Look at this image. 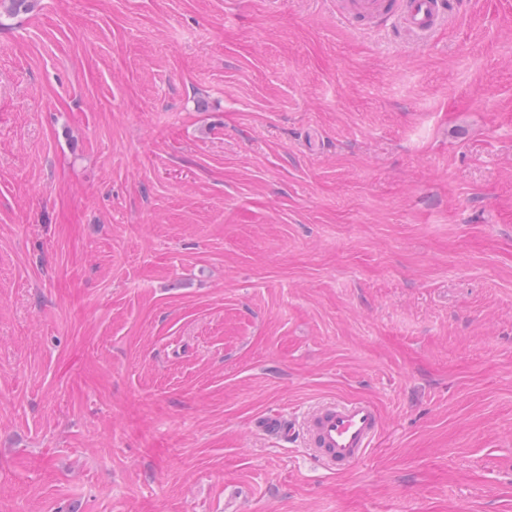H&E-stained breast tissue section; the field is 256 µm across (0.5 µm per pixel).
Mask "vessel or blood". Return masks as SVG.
Returning <instances> with one entry per match:
<instances>
[{
	"label": "vessel or blood",
	"mask_w": 512,
	"mask_h": 512,
	"mask_svg": "<svg viewBox=\"0 0 512 512\" xmlns=\"http://www.w3.org/2000/svg\"><path fill=\"white\" fill-rule=\"evenodd\" d=\"M460 7L461 0H355L351 6L339 0L337 4L344 18H375L419 38L452 20ZM379 428L380 417L373 405L351 399L322 405L309 416L305 432L328 466L348 471L368 456Z\"/></svg>",
	"instance_id": "1"
}]
</instances>
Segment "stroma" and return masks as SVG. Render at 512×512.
<instances>
[{"label": "stroma", "instance_id": "1", "mask_svg": "<svg viewBox=\"0 0 512 512\" xmlns=\"http://www.w3.org/2000/svg\"><path fill=\"white\" fill-rule=\"evenodd\" d=\"M464 2L0 17V512H512V0ZM336 1L338 12L349 20L377 18L389 22L404 33L426 38L452 20L462 5L460 0H356ZM380 417L363 399L332 401L308 418L305 432L323 461L338 471L359 465L379 433Z\"/></svg>", "mask_w": 512, "mask_h": 512}]
</instances>
